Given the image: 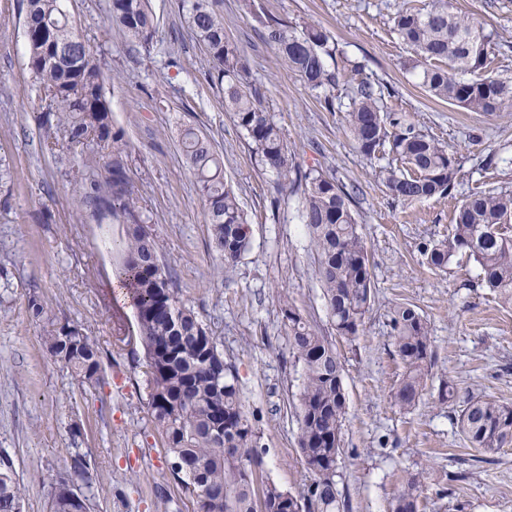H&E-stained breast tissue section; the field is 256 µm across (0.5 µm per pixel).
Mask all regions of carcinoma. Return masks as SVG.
I'll use <instances>...</instances> for the list:
<instances>
[{"mask_svg":"<svg viewBox=\"0 0 512 512\" xmlns=\"http://www.w3.org/2000/svg\"><path fill=\"white\" fill-rule=\"evenodd\" d=\"M109 19L126 40L150 56L156 22L148 0H109ZM185 19L209 56L211 81L224 87V107L262 167L276 174L284 191L296 181L304 183L301 221L317 255L323 297L337 333L356 337L370 309L374 284L351 209L354 189L320 171L296 169L281 129L250 81L245 57L225 34L220 0H187ZM391 22L417 55L436 62L422 73V83L434 97L486 115L512 106V85L483 74L488 56L483 27L455 11L451 0H433L424 12L403 6ZM24 33L28 67L37 83L33 109L40 129L48 140L62 130L70 142L88 148L79 166L81 207L99 222L124 227L113 248L119 253L121 287L136 310V340L144 349L152 422L171 458L172 475L186 491L198 493L196 512H341L336 464L346 395L335 346L283 301L289 350L304 371L299 452L313 480L303 496L270 483L255 500L259 432L244 409L219 337L179 301L161 245L146 230L127 155L113 129L101 67L84 51L85 41L70 24L63 0H26ZM264 39L306 88L324 93L325 104L334 106L336 72L328 69L326 59L336 56V42L326 29L314 23L298 29L270 18ZM456 71L475 78L460 79ZM383 100L381 88L360 82L351 97L348 126L364 157L375 158L388 144L406 165L403 170H385L389 194L411 203L451 193L457 167L448 145L384 111ZM180 147L195 176L215 248L224 268H232L250 250L252 230L235 191L224 181V161L211 142L190 127L182 130ZM511 224L512 192L471 194L457 206L448 239L426 247V262L442 270L456 253H468L499 303L512 308ZM391 323L395 353L404 369L394 401L412 408L426 387L434 359L430 328L410 303L395 306ZM45 345L80 385L103 382L102 350L76 327L50 324ZM455 424L463 441L485 462L512 445V407L495 399L465 396ZM84 472L78 461L73 475L51 479L50 512H93L86 496L78 505L72 502L74 478ZM421 494L419 476L407 477L392 499L391 512H418ZM22 499L12 461L0 456V512H21Z\"/></svg>","mask_w":512,"mask_h":512,"instance_id":"1","label":"carcinoma"}]
</instances>
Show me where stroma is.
Here are the masks:
<instances>
[{"mask_svg": "<svg viewBox=\"0 0 512 512\" xmlns=\"http://www.w3.org/2000/svg\"><path fill=\"white\" fill-rule=\"evenodd\" d=\"M405 0H223L224 28L243 52L264 107L301 169L356 185L352 205L366 247L374 300L357 337L337 334L323 299L316 255L300 222V187L280 192L263 170L212 83L211 63L190 35L183 0H149L156 32L150 56L110 29L108 0H64L73 27L104 73V89L129 156L130 177L148 230L163 246L180 300L220 336L238 377L244 408L258 429L264 461L259 482L306 493L313 476L298 452L302 367L289 351L281 306L290 302L343 362L346 413L336 488L344 512H390L402 481L419 475L418 512H512V446L493 463L453 423L448 385L512 406V308L485 286L478 265L457 253L445 270L429 268L426 244L447 238L458 202L489 189L512 191V117L470 112L430 96L424 61L393 30ZM489 37V75L512 84V0H453ZM12 18L0 27V158L12 176L0 181V455L9 456L24 492L23 512H49L51 476L86 458L79 488L94 512H195L174 481L151 421L144 353L133 341L135 309L118 288L107 244L123 228L79 209L74 190L82 149L47 142L32 110L36 82L27 66L22 0H0ZM291 25L316 23L341 52L328 60L338 75L334 108L284 70L259 37L266 16ZM363 72L351 70V62ZM388 89L387 111L405 114L446 143L458 168L450 194L405 203L379 176L396 166L391 150L364 158L347 112L361 78ZM193 127L224 158V176L252 228L251 248L223 270L205 222L195 178L179 147ZM39 299L44 320L29 309ZM415 305L432 330L434 363L415 407L393 394L402 365L392 344L391 312ZM69 323L104 351V382L72 379L44 344L48 323ZM468 459L466 481L448 474Z\"/></svg>", "mask_w": 512, "mask_h": 512, "instance_id": "1", "label": "stroma"}]
</instances>
